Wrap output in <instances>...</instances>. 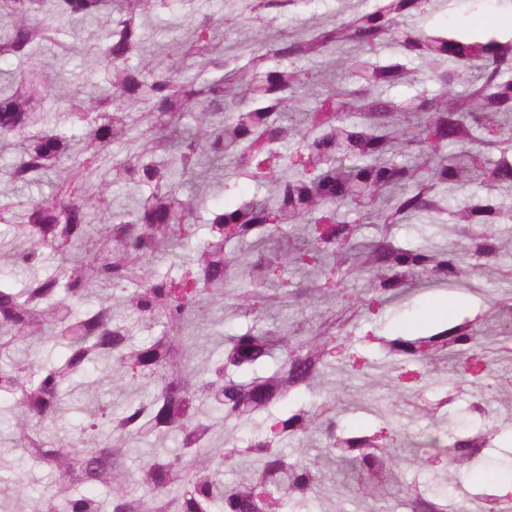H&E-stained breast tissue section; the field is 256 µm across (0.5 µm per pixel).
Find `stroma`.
I'll use <instances>...</instances> for the list:
<instances>
[{
    "label": "stroma",
    "mask_w": 512,
    "mask_h": 512,
    "mask_svg": "<svg viewBox=\"0 0 512 512\" xmlns=\"http://www.w3.org/2000/svg\"><path fill=\"white\" fill-rule=\"evenodd\" d=\"M349 0H306L305 4L289 8L281 20L285 31L326 21L349 13ZM448 6L428 12L423 23L429 27H459L473 35L499 31L512 34V0H447ZM392 241L400 246L413 245L422 237H430L439 247L457 246L458 256L469 265L472 275L467 285L427 282L409 279L399 298L382 310L369 309L363 296L367 292V274L356 258H349L346 269L336 279L335 295L316 307L307 305V276L304 272L290 273L289 282L295 295L287 305L272 310L262 320L274 328L300 321L304 332H312L328 318L336 320V334L371 364L392 369L391 360L374 350L377 336L396 338L417 333L433 334L460 323L464 318L482 315L484 323L477 334L474 350L480 360L479 371L468 370L455 357L437 361L430 367L420 388L403 393L390 408V421L377 418L368 405V398L378 395L373 373L356 375L336 368L330 383L323 388H300L285 403L274 406V413L290 412L301 406H317L323 400L333 401L330 412L337 429L369 432L386 429L401 450L398 480L406 482L411 501L393 500L380 505L358 492L355 472L337 467L324 457L325 433L316 430L304 443L289 442L284 450L294 460L314 463L322 478L312 491L309 512H416L419 499H434L444 491L443 465L419 470L413 464V450L423 433L435 426L459 434L471 430L500 429L497 448L483 449L489 469H497L503 455L512 454V404H502V393H512V223L454 224L438 227L429 217L410 220L389 228ZM485 233L497 239L498 256L494 260L497 272L487 276L485 258L472 253V240ZM444 298L456 306L454 314L424 323L420 315L434 299ZM455 396L453 403L438 407L434 417L422 418L414 409L423 403L437 404L443 393Z\"/></svg>",
    "instance_id": "stroma-1"
}]
</instances>
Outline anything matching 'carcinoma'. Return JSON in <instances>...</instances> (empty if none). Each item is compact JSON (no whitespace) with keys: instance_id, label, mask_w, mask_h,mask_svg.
Wrapping results in <instances>:
<instances>
[{"instance_id":"carcinoma-1","label":"carcinoma","mask_w":512,"mask_h":512,"mask_svg":"<svg viewBox=\"0 0 512 512\" xmlns=\"http://www.w3.org/2000/svg\"><path fill=\"white\" fill-rule=\"evenodd\" d=\"M301 0H255L256 43L228 48L209 18L194 15V0H0V55L24 65L0 72V144L12 154L0 179L13 190L55 176L51 193L15 203L0 199V224L17 247L0 237V260L25 272L0 279V399L13 402L0 415L19 411L17 431L7 442L34 467L55 473L52 487L34 499L33 512H305L319 482L312 465L288 460L287 440L308 437L323 412L299 409L276 416L270 407L295 389L325 381L330 360L348 354L337 337L318 330L286 336L279 367L251 381L232 373L254 371L273 356L278 331L260 324L258 289L272 307L288 302V271H320L318 299L336 286L344 246L357 225L355 211L372 223L397 222L411 212L448 214L468 224H493L505 215L489 202L446 203L439 189L471 181L509 184L512 159L489 163L470 148L490 141L512 124V41L498 35L474 37L462 29L425 28L429 0H373L372 6L295 36L277 28L270 4ZM177 9L189 19L181 51L161 62L145 51L152 17ZM103 21L95 57L105 75L101 93L80 84L46 79L73 46L66 37L78 23ZM401 38L403 53L429 68L434 86L398 102L387 95L411 74L395 58L377 59L379 49ZM464 59L448 57V44ZM56 48L50 56L47 46ZM348 50L346 69L365 85L361 93L338 83L294 121L288 102L318 83L322 68ZM282 60L270 68L268 59ZM51 95L62 112L42 111ZM486 118L480 133L460 115ZM69 127V135L62 128ZM458 146L446 151L448 144ZM119 146L118 153L110 148ZM107 176L97 177L103 166ZM230 178L266 190L257 200L206 210L207 238L191 252L196 220L206 191ZM128 190L112 205V189ZM301 235L304 251L269 255L279 238ZM70 260L63 271L44 268L48 256ZM163 256L170 270L157 271ZM370 302L380 307L415 274L434 282L462 284L469 270L453 248H400L382 239L369 251ZM96 288L116 290L112 300L84 305ZM229 297L231 311L253 317L230 337L223 355L201 360L197 339L211 326L214 305ZM466 318L430 336L377 338L378 348L403 357L390 384L395 394L418 383L423 368L450 354L472 352L474 325ZM154 330L142 346L130 342L136 326ZM97 369L117 370L119 379L149 384L153 391L120 406L101 403L86 386L65 394ZM89 406L77 434L59 426L67 401ZM261 419L246 447L218 439L226 425ZM178 437L181 451L160 452L140 467L136 488L123 481L127 449L144 437ZM436 428L419 443L415 462L427 465L449 448L491 446L494 434L477 431L454 439ZM199 464L186 456L202 449ZM325 452L343 468L385 473L399 465L397 450L382 432H336L326 425ZM249 455L257 466L226 485L224 460ZM448 472L457 487L471 458ZM25 476L0 485V512ZM402 483L383 491L378 481L359 482L362 496L377 502L397 497Z\"/></svg>"}]
</instances>
